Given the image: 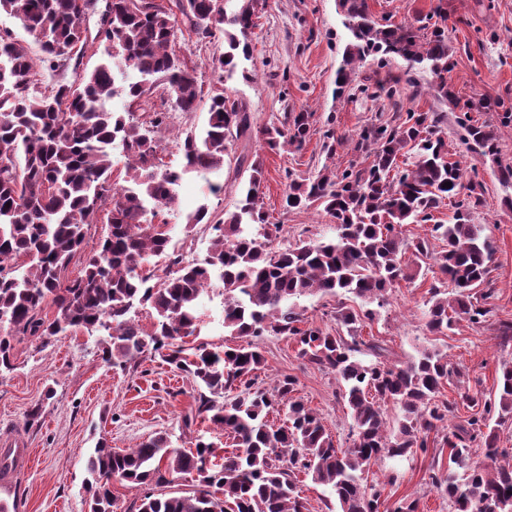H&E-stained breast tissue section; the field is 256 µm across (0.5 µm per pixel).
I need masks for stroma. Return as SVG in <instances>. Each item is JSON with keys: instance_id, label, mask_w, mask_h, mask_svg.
I'll use <instances>...</instances> for the list:
<instances>
[{"instance_id": "1", "label": "stroma", "mask_w": 512, "mask_h": 512, "mask_svg": "<svg viewBox=\"0 0 512 512\" xmlns=\"http://www.w3.org/2000/svg\"><path fill=\"white\" fill-rule=\"evenodd\" d=\"M438 1L368 0V4L375 18L415 23L424 20ZM446 2L449 84L456 97L452 103L439 100L430 90L428 72L415 71L416 87L406 86L408 64L399 57L382 64L374 60L354 64L350 85L343 95H336V72L349 39L338 0H267L257 8L250 30L252 59L245 64L246 72L230 79L211 68L212 56L224 50L223 35L202 40L182 25L172 49L192 59L204 90L223 89L244 101L258 126L279 125L289 112L310 113V136L302 150H271L259 137L249 145L263 159V209L270 223L281 225L278 242L283 246L335 235V225L321 207L285 209L284 193L291 180L312 176L325 166L338 172L352 165L368 166L366 153L357 150L356 143L362 130L378 118L405 112L444 115L451 159L461 161L469 177L481 185L474 221L495 248L489 275L496 290L489 301L491 313L478 326L461 320L447 331L428 332L423 313L434 280L418 278L392 289L362 335L382 341L394 361L407 360L422 347L437 348L470 378H480L485 395L493 398L503 365H512V340H502L497 331L499 323H512V186H503L498 179L499 166L512 165V0ZM168 99L167 92L156 90L145 110L168 112L158 156L164 165L177 168L183 162L177 133L202 129L209 102L201 100L195 112L186 114L171 109ZM465 114L473 124L493 132L497 156L466 149L458 123ZM248 177V172L229 167L212 177L187 175L175 208L161 215L172 229L176 248L204 259L210 231L201 224L184 235L186 215L202 204L215 215L233 208ZM212 180L223 184V192L210 193ZM200 305V341L215 347L238 344V337L224 328L220 291H210ZM302 306L305 325L332 333L338 327L337 307L360 311L367 304L351 296L317 295L305 298ZM260 344L265 358L261 384L269 388L282 376H295L297 397L320 414L337 447L350 446L352 419L335 375L299 358L289 338L269 335ZM198 394L191 377L150 355L124 370L107 367L93 336H61L45 348L31 339L23 341L14 370L0 374V442L19 444L32 450L33 456L13 464L0 498L14 503L16 512H89L85 461L100 441L125 449L165 432L178 448L194 447L202 439L220 450H231L232 438L209 421L199 418L191 428L183 427L182 418L194 407ZM35 407L41 413L33 422L28 414ZM450 465L448 449H417L400 461L371 466L367 479L383 485L388 503L407 496L418 500L419 512H453L428 479L431 471Z\"/></svg>"}]
</instances>
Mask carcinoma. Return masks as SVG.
Listing matches in <instances>:
<instances>
[{"mask_svg":"<svg viewBox=\"0 0 512 512\" xmlns=\"http://www.w3.org/2000/svg\"><path fill=\"white\" fill-rule=\"evenodd\" d=\"M238 2L229 12L219 0H174L172 6L109 0L100 30L108 43L105 54L138 80L119 85L102 62L49 91L32 79L34 68L79 66L89 46L86 21L98 0H0V14L18 19L40 52L34 57L24 39L0 32V159L7 160L0 163V371L15 369L16 344L25 338L46 347L79 330L100 333L101 360L109 367L125 368L154 352L191 376L201 392L184 426L204 417L235 440L236 450L210 465L213 444L200 440L193 448H175L165 432L127 450L101 442L86 462L89 512H114L115 481L144 489L126 512H306L297 491L301 474L325 487L336 502L334 512H383L384 488L367 483L363 474L384 457L427 451L433 432L442 434L451 462L466 469L463 479L452 469L430 475L455 512H512V460L501 461L497 433L489 427L494 418L512 417L511 365L497 379V399L474 386L464 399L479 411L451 427L450 406L439 394L463 373L449 367L447 355L424 349L404 363L389 361L385 345L359 335L375 316L371 309L339 313L345 336L299 327V299L351 294L381 307L389 291L414 279L425 263L453 288L448 298L432 287L425 312L429 332L448 330L463 317L473 324L486 321L495 249L473 223L480 201L476 184L448 159L442 113L408 112L395 125L364 130L357 149L372 157L366 167L339 175L325 168L291 180L286 206H324L336 223L333 240L275 244L281 225L268 223L260 205L259 155L248 165V184L235 210L214 219L203 204L187 217L186 225L205 224L213 233L204 259L181 260L171 251L169 230L155 227L154 219L178 200L183 175L223 167L233 146L252 138L253 119L242 101L216 91L203 130L184 132V166L162 170L156 133L167 113H153L146 126L130 107L143 105L162 86L176 110L197 109L203 88L196 67L169 51L180 23L201 40L224 35L226 48L212 64L227 76L236 73L239 60H250L247 35L257 0ZM339 7L350 33L336 72L339 91L349 85L355 63L400 57L411 69L428 67L430 88L448 99L446 4L438 3L419 27L374 18L367 0H339ZM115 97L124 101L121 112L107 108ZM309 119L307 112H291L281 125L259 133L271 150H300ZM465 130L468 150L497 154L490 132L473 124ZM116 146L126 158L119 181L112 170ZM446 182L451 187H443ZM452 199L453 223L431 228L443 251H431L425 238L403 237L405 225L433 220L432 211ZM106 205L108 230L91 245L88 226ZM77 256L82 269L69 279L65 272ZM153 258L168 259L176 270L154 280V273L144 272ZM217 281L224 328L245 343L189 348L187 338L200 333L199 299ZM141 307L156 314L149 333L136 319ZM268 334L292 337L299 357L335 374L353 420L352 446L336 447L322 418L295 397L294 377H281L270 391L259 386L264 356L255 339ZM388 402L400 410L392 428L382 409ZM281 405L288 424L274 428L267 415ZM477 441L486 448L485 460L472 463ZM170 475L193 476L196 489L190 495L156 493L171 483Z\"/></svg>","mask_w":512,"mask_h":512,"instance_id":"cac0c4a2","label":"carcinoma"}]
</instances>
